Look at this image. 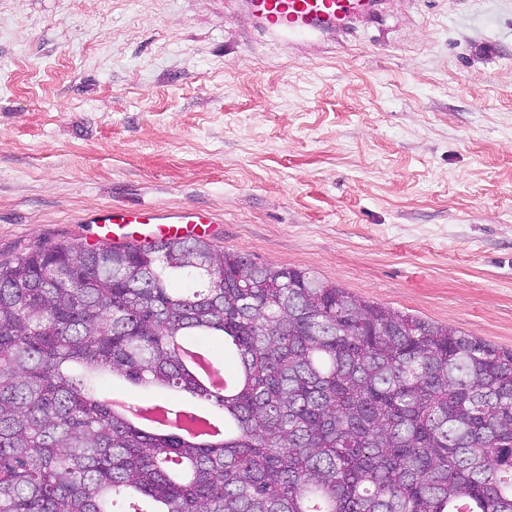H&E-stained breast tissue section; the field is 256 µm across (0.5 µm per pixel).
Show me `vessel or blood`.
Instances as JSON below:
<instances>
[{
    "label": "vessel or blood",
    "instance_id": "1",
    "mask_svg": "<svg viewBox=\"0 0 512 512\" xmlns=\"http://www.w3.org/2000/svg\"><path fill=\"white\" fill-rule=\"evenodd\" d=\"M245 5L265 29L299 46L342 29L350 17L374 7L373 0H245ZM100 220L101 242L119 246L196 236L211 217L194 206L165 214L151 206L115 205Z\"/></svg>",
    "mask_w": 512,
    "mask_h": 512
}]
</instances>
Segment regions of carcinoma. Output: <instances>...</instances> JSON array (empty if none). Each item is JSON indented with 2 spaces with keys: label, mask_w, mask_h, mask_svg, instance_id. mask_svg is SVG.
<instances>
[{
  "label": "carcinoma",
  "mask_w": 512,
  "mask_h": 512,
  "mask_svg": "<svg viewBox=\"0 0 512 512\" xmlns=\"http://www.w3.org/2000/svg\"><path fill=\"white\" fill-rule=\"evenodd\" d=\"M180 281L183 287L172 283ZM222 336L217 394L178 346ZM224 411L146 428L100 380ZM512 512V349L188 239L0 262V512Z\"/></svg>",
  "instance_id": "1"
}]
</instances>
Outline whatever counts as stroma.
Listing matches in <instances>:
<instances>
[{"instance_id":"obj_1","label":"stroma","mask_w":512,"mask_h":512,"mask_svg":"<svg viewBox=\"0 0 512 512\" xmlns=\"http://www.w3.org/2000/svg\"><path fill=\"white\" fill-rule=\"evenodd\" d=\"M112 204L512 348V0H381L296 57L236 0H0V261Z\"/></svg>"}]
</instances>
